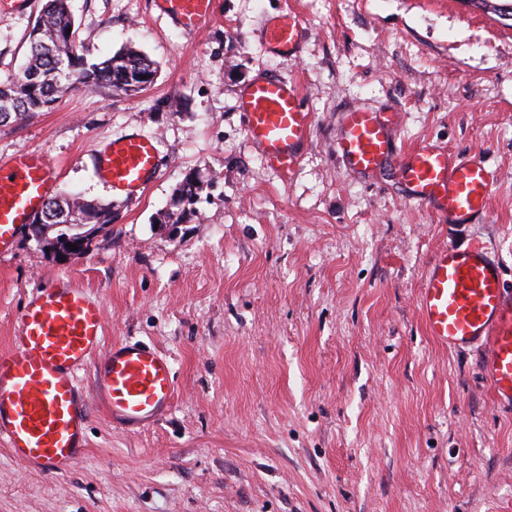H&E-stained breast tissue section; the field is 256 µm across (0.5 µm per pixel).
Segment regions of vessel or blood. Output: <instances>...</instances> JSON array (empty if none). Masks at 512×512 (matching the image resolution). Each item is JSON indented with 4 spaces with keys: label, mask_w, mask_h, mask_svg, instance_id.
Instances as JSON below:
<instances>
[{
    "label": "vessel or blood",
    "mask_w": 512,
    "mask_h": 512,
    "mask_svg": "<svg viewBox=\"0 0 512 512\" xmlns=\"http://www.w3.org/2000/svg\"><path fill=\"white\" fill-rule=\"evenodd\" d=\"M176 26L191 33L212 20V0H157ZM266 45L290 54L303 31L286 14L264 31ZM295 86L276 79L254 81L241 100L245 134L265 164L290 173L311 134L312 116ZM395 112L362 107L345 114L336 151L353 170L371 174L398 159V174L417 201L471 224L488 206L493 171L483 161L451 158L447 149L422 146L396 158ZM160 173L158 143L142 134L110 141L96 159L95 174L114 195L136 196ZM52 164L41 151L0 161V253L8 251L54 191ZM421 320L434 340L451 348L486 346L487 381L512 401V296L504 291L499 261L484 246H448L432 257L421 290ZM100 301L69 280L51 282L23 307L8 350L0 352V443L19 461L55 474L67 473L86 446V407L80 373L95 363L97 400L128 429L160 420L171 408L175 378L169 359L148 344L104 347Z\"/></svg>",
    "instance_id": "vessel-or-blood-1"
}]
</instances>
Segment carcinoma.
Segmentation results:
<instances>
[{"label": "carcinoma", "mask_w": 512, "mask_h": 512, "mask_svg": "<svg viewBox=\"0 0 512 512\" xmlns=\"http://www.w3.org/2000/svg\"><path fill=\"white\" fill-rule=\"evenodd\" d=\"M27 60L15 77L0 83V125L17 122L37 112H47L72 88L108 89L133 96L151 85L157 64L140 51L127 47L90 63L76 41L68 0H45L27 36ZM188 174L175 189L167 223L180 224L194 213L201 181ZM42 224H64L57 238H78L92 247L93 237L112 223V203L99 199L60 195L47 200L38 218ZM85 228L79 229L77 225Z\"/></svg>", "instance_id": "cac0c4a2"}]
</instances>
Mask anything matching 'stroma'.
I'll return each mask as SVG.
<instances>
[{
	"mask_svg": "<svg viewBox=\"0 0 512 512\" xmlns=\"http://www.w3.org/2000/svg\"><path fill=\"white\" fill-rule=\"evenodd\" d=\"M88 58L131 46L159 75L136 97L76 90L0 126V160L41 150L56 191L103 199L112 222L64 262L20 236L0 254V352L25 302L64 276L100 298L105 340L153 344L177 393L135 433L80 375L88 446L63 475L0 443V512H512V408L484 354L438 345L418 302L441 247H494L512 282V27L464 0H214L195 33L153 0H70ZM41 8L0 15V81L25 61ZM298 54L263 44L283 14ZM264 75L303 93L311 136L290 174L264 166L241 95ZM395 112L401 152L434 145L494 173L481 224L413 201L395 163L360 174L337 154L344 114ZM141 132L159 177L136 200L93 176L94 151ZM191 221L164 216L186 174Z\"/></svg>",
	"mask_w": 512,
	"mask_h": 512,
	"instance_id": "35a3bbf8",
	"label": "stroma"
}]
</instances>
